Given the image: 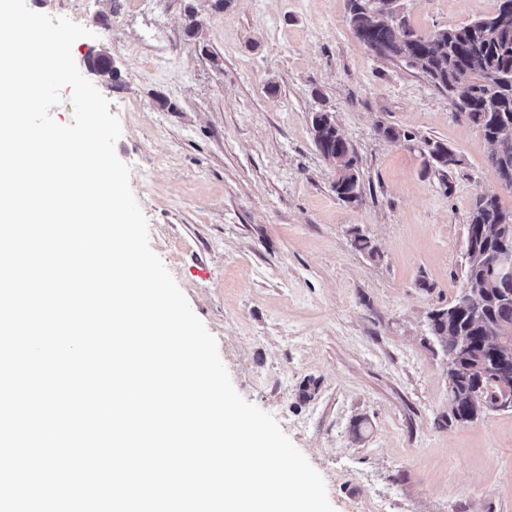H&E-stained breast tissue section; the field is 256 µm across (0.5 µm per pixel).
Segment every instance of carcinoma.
<instances>
[{"label": "carcinoma", "mask_w": 512, "mask_h": 512, "mask_svg": "<svg viewBox=\"0 0 512 512\" xmlns=\"http://www.w3.org/2000/svg\"><path fill=\"white\" fill-rule=\"evenodd\" d=\"M386 0H348L349 24L358 40L381 49V56L396 60L407 67L419 68L435 87L448 93L455 114L476 126L494 146L489 163L494 171H512V136L502 139L504 127L512 128V0H500L495 14L481 17L455 27L436 30L433 34H417L402 16L398 19L381 17ZM93 71L112 81L118 72L112 70L101 56L89 57ZM315 145L324 160L336 171L333 189L337 197L348 204L363 200L359 159L348 152L346 139L340 133L333 115L319 111L312 117ZM381 134L392 142L417 141L419 153L427 157L435 171L446 179L448 173L462 164L460 155L447 144L433 138H416L412 133L394 126L382 127ZM512 225V213L505 211L494 195H479L469 215V223L494 227ZM499 242L489 241L473 233L466 239V250L487 253L497 249ZM488 266L474 258L467 263L464 282L490 279ZM512 327V276L495 280L487 292L479 316L449 304L428 313V330L442 352L450 354L448 337L464 332L471 336L473 349H484L485 326ZM448 387L461 396L453 416L474 419L469 414L468 395L474 387L469 362L461 361L448 372ZM480 393L491 401L512 400V383L486 379Z\"/></svg>", "instance_id": "obj_1"}]
</instances>
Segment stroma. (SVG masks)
Returning <instances> with one entry per match:
<instances>
[{"label": "stroma", "instance_id": "35a3bbf8", "mask_svg": "<svg viewBox=\"0 0 512 512\" xmlns=\"http://www.w3.org/2000/svg\"><path fill=\"white\" fill-rule=\"evenodd\" d=\"M26 3L88 29L75 62L95 51L120 72L93 83L121 122L115 150L150 246L236 390L276 417L335 512H512V410L455 420L428 332V313L462 288L476 195L512 212L490 144L447 93L360 42L347 0ZM498 4L405 0V13L426 36ZM322 110L359 158L360 204L333 190L311 133ZM383 125L443 141L461 167L440 182ZM358 233L378 257L355 248Z\"/></svg>", "mask_w": 512, "mask_h": 512}]
</instances>
